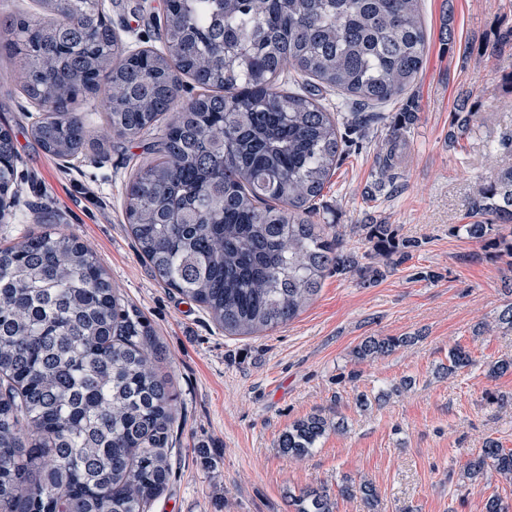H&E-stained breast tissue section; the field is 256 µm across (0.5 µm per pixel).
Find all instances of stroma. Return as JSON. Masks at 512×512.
Returning <instances> with one entry per match:
<instances>
[{
	"mask_svg": "<svg viewBox=\"0 0 512 512\" xmlns=\"http://www.w3.org/2000/svg\"><path fill=\"white\" fill-rule=\"evenodd\" d=\"M126 46L157 45L162 0H102ZM429 44L411 98L417 118L397 159L396 184L379 177L386 142L404 103L382 108L353 135L317 202L314 220L336 227L344 250L369 252L366 221L390 225L396 239H421L411 259L377 283L328 274L295 319L255 336H227L194 302L164 287L140 259L124 220L126 187L146 160L152 134L110 133L96 96L78 98L94 147L73 160L45 154L31 134L38 106L24 94L0 100V122L17 148L19 196L0 221V243L59 224L92 248L128 313L162 349L159 371L178 396L171 433L173 471L149 512H295L289 494L368 479L382 512H484L489 496L512 501V484L471 486L461 476L486 440L512 449V331L494 328L512 304V263L497 248L459 232L479 186L504 163L491 141L512 126V0H421ZM478 129L449 142L459 105ZM434 272L431 280L420 279ZM492 329L476 334L479 323ZM419 334L411 347L360 364L350 352L367 336ZM471 364L446 375L448 352ZM411 388H402L403 379ZM371 403L361 408L357 397ZM496 395L498 404L487 401ZM333 410L347 425L294 461L278 446L293 421Z\"/></svg>",
	"mask_w": 512,
	"mask_h": 512,
	"instance_id": "obj_1",
	"label": "stroma"
}]
</instances>
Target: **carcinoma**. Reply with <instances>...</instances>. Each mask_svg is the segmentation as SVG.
Here are the masks:
<instances>
[{
    "mask_svg": "<svg viewBox=\"0 0 512 512\" xmlns=\"http://www.w3.org/2000/svg\"><path fill=\"white\" fill-rule=\"evenodd\" d=\"M33 16L0 22V48L20 77L0 71V94L19 86L45 115L31 125L42 150L73 159L92 145L71 105L103 93L120 137L156 130L152 160L126 190L125 220L139 254L165 287L201 305L231 336L296 318L332 272L375 283L422 241L367 224L362 263L340 249L335 225L312 220L315 200L343 153L339 119L322 91L383 105L403 98L423 67L428 36L419 0H167L160 47L129 51L98 0H38ZM302 77L295 91L285 83ZM201 90L179 102L182 78ZM416 117L402 112L390 137ZM13 134L0 125V217L15 202ZM468 237L512 224V165L480 186ZM419 337L367 336L354 364ZM149 331L121 304L96 253L57 224L0 245V512H148L171 475L177 395L153 363ZM448 352V374L470 364ZM342 419L318 410L278 437L301 458ZM512 483V450L488 440L463 466L478 485ZM381 512L372 482H345ZM295 512H334L328 489L290 495Z\"/></svg>",
    "mask_w": 512,
    "mask_h": 512,
    "instance_id": "cac0c4a2",
    "label": "carcinoma"
}]
</instances>
